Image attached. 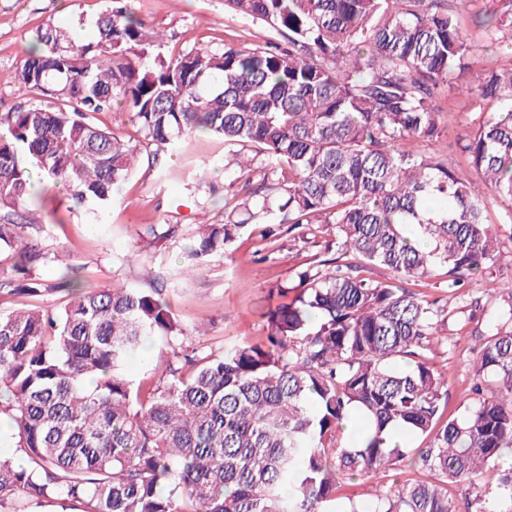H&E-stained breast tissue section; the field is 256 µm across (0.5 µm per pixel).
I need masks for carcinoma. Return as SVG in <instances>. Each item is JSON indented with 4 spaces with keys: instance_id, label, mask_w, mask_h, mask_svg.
Segmentation results:
<instances>
[{
    "instance_id": "cac0c4a2",
    "label": "carcinoma",
    "mask_w": 512,
    "mask_h": 512,
    "mask_svg": "<svg viewBox=\"0 0 512 512\" xmlns=\"http://www.w3.org/2000/svg\"><path fill=\"white\" fill-rule=\"evenodd\" d=\"M457 1L225 0L271 36L219 53L152 54L161 37L131 0H111L86 44L35 30L16 76L26 101L0 112V250L13 259L0 293L67 301L0 314V414L24 459L0 452V512H468L450 487L512 448V301L468 297L467 320L484 321L476 372L498 392L474 384L466 413L447 418L429 353L460 310L404 286L437 271L455 294L503 256L486 189L512 204V69L472 61ZM499 3L477 17L488 42L512 37V0ZM464 68L458 91L499 105L460 146L477 182L403 147L439 137L432 99ZM121 104L155 156L193 132L234 148L224 222L197 225L187 268L253 224L272 244V224L335 230L337 257L280 285L260 342L188 354L160 289H85L67 263L41 275L42 225L12 213L33 197L29 161L95 216L139 153L92 121ZM369 266L397 278L375 282ZM148 337L165 366L136 380L124 365ZM354 411L357 439L343 426ZM392 428L425 446L390 444ZM350 476L371 482L370 501L338 493Z\"/></svg>"
}]
</instances>
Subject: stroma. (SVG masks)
<instances>
[{
    "label": "stroma",
    "mask_w": 512,
    "mask_h": 512,
    "mask_svg": "<svg viewBox=\"0 0 512 512\" xmlns=\"http://www.w3.org/2000/svg\"><path fill=\"white\" fill-rule=\"evenodd\" d=\"M492 0H470L459 10L462 30L475 44L485 68H512V41H485L473 17ZM110 0H0V109L16 104V74L23 49L37 26L53 24L77 38L93 36L91 21ZM148 31L164 35L162 54L181 51L220 52L225 46L247 50L264 43L261 24L231 14L224 0H133ZM434 105L442 117V134L433 141H411L407 147L423 154L447 156L462 179L478 175L457 144L470 136L482 113L496 112L495 103L440 90ZM228 153L223 139L205 133L188 138L185 146L151 162L148 148L121 195L104 208L107 235L96 231V220L70 209L63 191L38 186L34 201L20 205L28 221L41 225V244L48 256L70 255L86 287L153 288V276L175 277L168 292L178 321L190 330L192 342L219 352L229 343L254 344L263 336L261 308L269 293L292 279L314 257L332 258L336 245L316 229L283 235L275 253H267L260 226H251L226 252L214 256L194 275L182 276L186 247L194 224L202 218L224 219V183L238 175L225 169ZM433 361L448 383L450 415H460L475 380L479 340L472 327L449 325Z\"/></svg>",
    "instance_id": "obj_1"
}]
</instances>
